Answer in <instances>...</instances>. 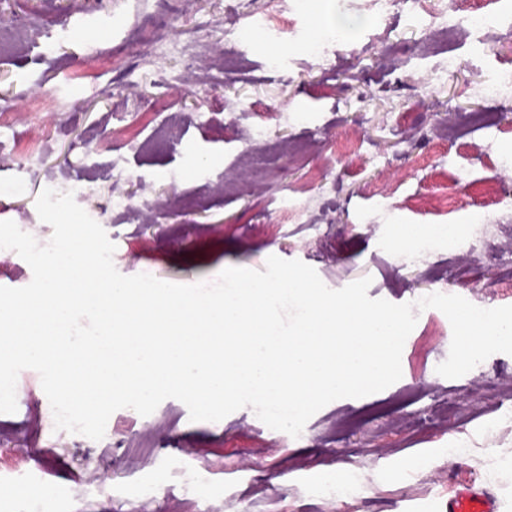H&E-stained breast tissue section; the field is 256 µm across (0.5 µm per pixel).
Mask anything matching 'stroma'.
<instances>
[{"mask_svg":"<svg viewBox=\"0 0 512 512\" xmlns=\"http://www.w3.org/2000/svg\"><path fill=\"white\" fill-rule=\"evenodd\" d=\"M484 2L428 0L424 30L398 8L376 23L374 0H349L368 23L323 58L306 45L326 0L300 13L292 0H0V41L11 44L0 54L10 118L0 180L32 170L5 217L48 243L53 229L35 201L54 182L105 229L126 276L194 284L228 267L264 269L275 255L311 266L332 289L371 277L369 297L395 304L441 293L512 305V95L479 94L512 67V32L475 42L464 19ZM63 26L71 39L42 55ZM278 45L283 65L267 71ZM452 54L458 65L443 74ZM45 94L50 109L35 107ZM261 122L265 137L249 140ZM38 137L32 168L26 147ZM480 214L490 234L479 252L413 263L395 243L406 226L469 225ZM451 340L447 317L423 310L401 379L329 403L298 438L248 407L193 422L176 399L146 417L117 410L98 441L51 434L40 376L22 370L17 411L0 414V468L15 475L0 491L37 512H438L456 481L472 480L512 512V355L447 379L436 367ZM452 439L470 454L417 468ZM346 467L368 499L311 493L317 476ZM188 473L219 497L193 493ZM136 484L152 485L154 500L113 498ZM42 487L48 497L36 496Z\"/></svg>","mask_w":512,"mask_h":512,"instance_id":"35a3bbf8","label":"stroma"}]
</instances>
